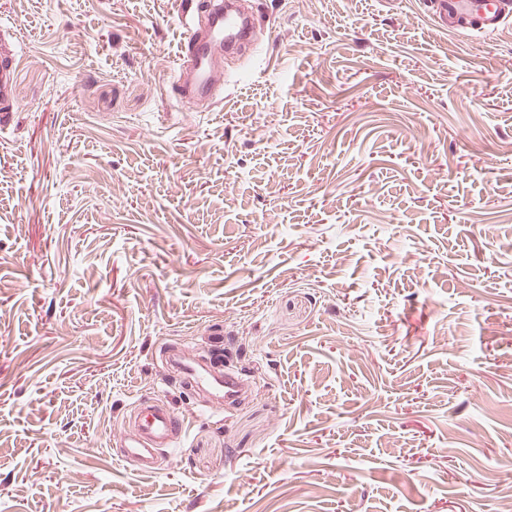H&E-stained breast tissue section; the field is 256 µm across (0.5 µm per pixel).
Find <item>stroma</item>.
<instances>
[{
	"mask_svg": "<svg viewBox=\"0 0 512 512\" xmlns=\"http://www.w3.org/2000/svg\"><path fill=\"white\" fill-rule=\"evenodd\" d=\"M249 4L196 112L180 0H0V512H501L512 19ZM213 350L226 411L185 383ZM142 399L189 422L152 472ZM2 59L0 58V105L1 110L8 112L13 109V78L15 72V55L11 53H4ZM10 57V58H7ZM209 381V374H199L197 376V384L208 383L211 388L210 406L214 408H222L233 405L242 394L243 380L242 377L233 371H224V377L219 380Z\"/></svg>",
	"mask_w": 512,
	"mask_h": 512,
	"instance_id": "obj_1",
	"label": "stroma"
}]
</instances>
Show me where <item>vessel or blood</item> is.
<instances>
[{"instance_id":"obj_1","label":"vessel or blood","mask_w":512,"mask_h":512,"mask_svg":"<svg viewBox=\"0 0 512 512\" xmlns=\"http://www.w3.org/2000/svg\"><path fill=\"white\" fill-rule=\"evenodd\" d=\"M434 16L443 29L464 30L489 35L512 17V0H431ZM206 23L187 28L178 58L176 75L177 104H197L212 100L215 85L210 78L216 48L245 46L247 32L255 26V16L244 11L236 0H209ZM14 58H0V109L13 107ZM198 384L211 388L210 405L214 408L233 405L242 394L243 380L233 371L218 380L208 375L197 377ZM137 435L124 444L125 460L150 458L153 448L174 445L185 434L178 414L161 401L141 403L134 415Z\"/></svg>"}]
</instances>
